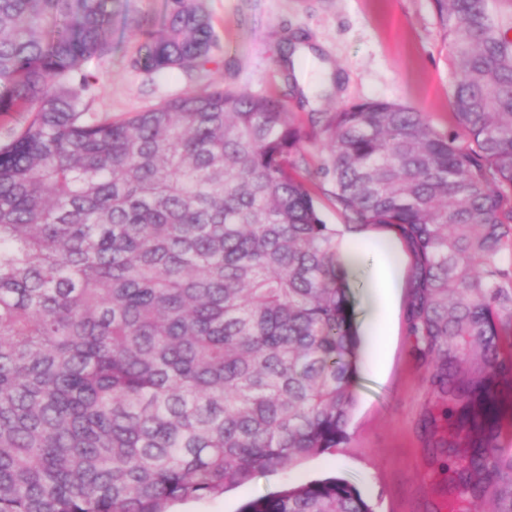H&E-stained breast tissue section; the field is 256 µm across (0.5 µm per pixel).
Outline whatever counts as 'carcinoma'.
<instances>
[{"instance_id":"1","label":"carcinoma","mask_w":512,"mask_h":512,"mask_svg":"<svg viewBox=\"0 0 512 512\" xmlns=\"http://www.w3.org/2000/svg\"><path fill=\"white\" fill-rule=\"evenodd\" d=\"M452 129L368 100L324 123L312 170L273 95L209 83L132 115L92 111L112 0H0V512H170L347 435L360 345L348 232L411 256L405 328L462 501L512 512V0H432ZM133 65L201 72L215 33L167 0ZM349 220H323L318 177ZM242 512H372L342 478Z\"/></svg>"}]
</instances>
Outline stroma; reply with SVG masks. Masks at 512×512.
Wrapping results in <instances>:
<instances>
[{
    "instance_id": "obj_1",
    "label": "stroma",
    "mask_w": 512,
    "mask_h": 512,
    "mask_svg": "<svg viewBox=\"0 0 512 512\" xmlns=\"http://www.w3.org/2000/svg\"><path fill=\"white\" fill-rule=\"evenodd\" d=\"M217 35L204 73H149L133 67L143 40L136 21L161 30L166 0H113L112 58L97 67L95 111L116 117L209 82L256 95L275 94L290 116L304 120L303 162L315 167L327 143L307 125L309 100L336 112L368 99L406 104L438 131L450 125L448 48L430 0H203ZM372 227L356 241L369 257L351 279L357 320H364L379 259L372 249L388 236ZM371 335L362 337L357 402L346 438L258 475L224 495L178 503L174 512H241L252 499L313 480L350 481L374 512H458L448 473L436 453L446 424L434 433L420 421L435 408L426 374L405 329L410 261Z\"/></svg>"
}]
</instances>
